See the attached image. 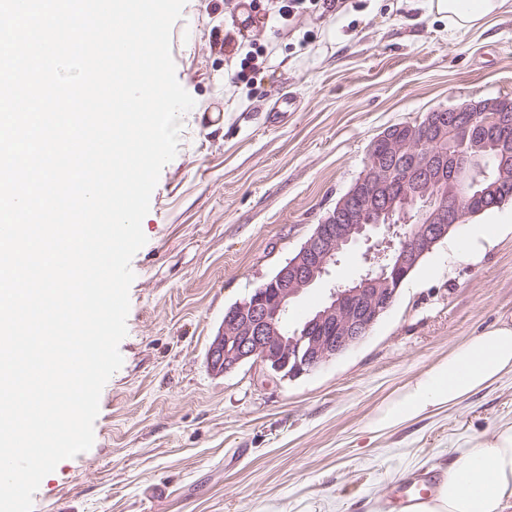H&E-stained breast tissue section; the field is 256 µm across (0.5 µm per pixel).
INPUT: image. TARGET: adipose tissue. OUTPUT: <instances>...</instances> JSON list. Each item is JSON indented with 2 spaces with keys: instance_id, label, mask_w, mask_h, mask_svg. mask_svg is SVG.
I'll return each instance as SVG.
<instances>
[{
  "instance_id": "ef3b65f1",
  "label": "adipose tissue",
  "mask_w": 512,
  "mask_h": 512,
  "mask_svg": "<svg viewBox=\"0 0 512 512\" xmlns=\"http://www.w3.org/2000/svg\"><path fill=\"white\" fill-rule=\"evenodd\" d=\"M512 9V0H436L450 28L466 30ZM512 373V322L463 343L389 401L374 418L393 429L440 406L454 407ZM418 512H512V425L478 437L442 473L435 498Z\"/></svg>"
}]
</instances>
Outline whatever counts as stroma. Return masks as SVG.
Masks as SVG:
<instances>
[{
	"mask_svg": "<svg viewBox=\"0 0 512 512\" xmlns=\"http://www.w3.org/2000/svg\"><path fill=\"white\" fill-rule=\"evenodd\" d=\"M276 0H186L171 30L193 97L131 260L121 368L90 450L62 460L33 512H385L397 485L438 476L470 437L512 423V374L390 430L378 412L454 346L512 320V223L475 254L438 243L358 345L284 379L211 371L224 312L291 258L364 168L385 128L466 101L512 98V12L452 30L431 0H339L290 21ZM228 30L264 49L234 80ZM287 111H275L281 97ZM207 112L223 121L204 124ZM358 241L290 305L300 327L356 278Z\"/></svg>",
	"mask_w": 512,
	"mask_h": 512,
	"instance_id": "stroma-1",
	"label": "stroma"
}]
</instances>
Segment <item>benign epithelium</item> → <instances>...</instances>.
<instances>
[{
	"mask_svg": "<svg viewBox=\"0 0 512 512\" xmlns=\"http://www.w3.org/2000/svg\"><path fill=\"white\" fill-rule=\"evenodd\" d=\"M478 130L472 143L452 133ZM496 151L492 174L483 152ZM512 184V102L471 100L432 110L379 134L352 187L315 225L296 254L224 313L208 351L212 371L227 374L248 361L283 378L320 368L362 341L392 306L408 274L448 233L474 216L475 201ZM388 245L365 257L367 268L330 289L325 305L299 328L283 326L289 306L329 274L352 242L379 230Z\"/></svg>",
	"mask_w": 512,
	"mask_h": 512,
	"instance_id": "obj_1",
	"label": "benign epithelium"
}]
</instances>
